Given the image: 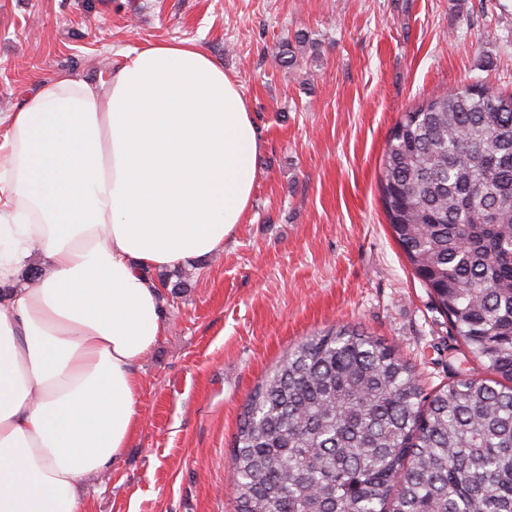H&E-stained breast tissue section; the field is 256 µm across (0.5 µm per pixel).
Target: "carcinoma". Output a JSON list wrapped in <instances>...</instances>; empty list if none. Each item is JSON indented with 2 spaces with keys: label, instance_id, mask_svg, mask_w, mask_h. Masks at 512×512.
I'll return each instance as SVG.
<instances>
[{
  "label": "carcinoma",
  "instance_id": "cac0c4a2",
  "mask_svg": "<svg viewBox=\"0 0 512 512\" xmlns=\"http://www.w3.org/2000/svg\"><path fill=\"white\" fill-rule=\"evenodd\" d=\"M281 45L298 63L307 35ZM392 235L480 376L424 392L351 326L295 345L248 399L235 512H512V95L459 85L405 111L381 163Z\"/></svg>",
  "mask_w": 512,
  "mask_h": 512
}]
</instances>
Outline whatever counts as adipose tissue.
<instances>
[{
    "mask_svg": "<svg viewBox=\"0 0 512 512\" xmlns=\"http://www.w3.org/2000/svg\"><path fill=\"white\" fill-rule=\"evenodd\" d=\"M261 148L240 85L187 41L37 82L0 118V512H86L167 330L149 273L223 251Z\"/></svg>",
    "mask_w": 512,
    "mask_h": 512,
    "instance_id": "ef3b65f1",
    "label": "adipose tissue"
}]
</instances>
